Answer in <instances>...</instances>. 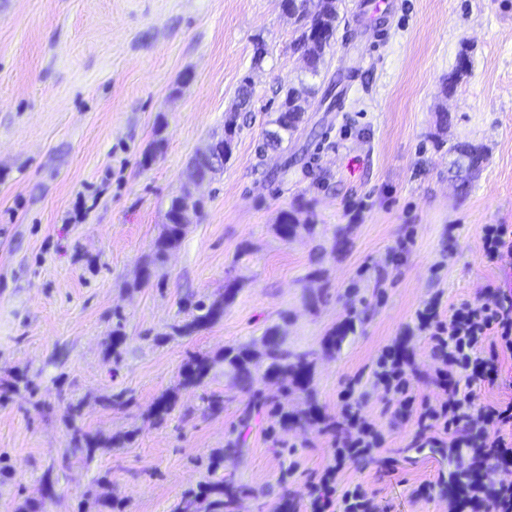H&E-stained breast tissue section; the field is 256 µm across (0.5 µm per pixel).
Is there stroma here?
Instances as JSON below:
<instances>
[{
    "mask_svg": "<svg viewBox=\"0 0 512 512\" xmlns=\"http://www.w3.org/2000/svg\"><path fill=\"white\" fill-rule=\"evenodd\" d=\"M392 2L374 37L363 0H343L314 80L342 79V108L311 98L292 139L264 153L283 88L304 77L281 0H0V378L19 372L34 386L0 397V512H24L66 448L67 399L83 401L85 427L102 438H133L57 472L46 512H95L103 478L119 512H174L237 430L244 448L223 472L255 491L242 512H273L285 490L287 512H312L333 437L313 422L279 429L267 413L240 429L246 396L223 367L180 391L164 425L146 417L189 356L279 322L300 350L321 352L338 336L308 388L290 387L288 409L315 405L341 432L349 392L385 435L377 459L349 465L343 481L387 512H448L437 493L412 495L448 470L447 458L417 447L414 417L373 386L372 371L384 349L399 348L416 397H442L417 311L435 298L446 315L512 289V259L483 248L486 226L512 224V0ZM258 36L269 53L255 70ZM463 51L469 72L446 91ZM247 74L251 114L233 155L201 187L205 208L182 243L154 263L170 200ZM465 143L483 151L479 168L459 164ZM299 206L320 239L276 235L278 213ZM338 231L346 242L336 249ZM147 264L149 283L135 287ZM235 279L219 321L171 335L191 315L188 300ZM116 327L117 359L107 351ZM214 393L224 397L217 415L206 402ZM109 395L117 402L106 409ZM36 399L50 411L34 409Z\"/></svg>",
    "mask_w": 512,
    "mask_h": 512,
    "instance_id": "1",
    "label": "stroma"
}]
</instances>
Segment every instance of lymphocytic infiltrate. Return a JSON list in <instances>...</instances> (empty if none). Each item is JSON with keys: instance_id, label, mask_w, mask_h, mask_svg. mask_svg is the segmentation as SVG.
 Listing matches in <instances>:
<instances>
[{"instance_id": "lymphocytic-infiltrate-1", "label": "lymphocytic infiltrate", "mask_w": 512, "mask_h": 512, "mask_svg": "<svg viewBox=\"0 0 512 512\" xmlns=\"http://www.w3.org/2000/svg\"><path fill=\"white\" fill-rule=\"evenodd\" d=\"M417 321L436 357V374L448 384L445 397L417 402L405 361L392 348L379 357L372 383L399 395L426 433L424 447L447 457L450 470L436 484L448 512H512V482L499 476L512 464V401L479 404L473 393L486 377L484 350L512 355V291H499L490 304L461 303L445 319L432 300L418 311ZM345 419L346 434L315 488L313 512H382L362 485L343 484L341 475L348 465L375 459L385 437L353 403H346Z\"/></svg>"}]
</instances>
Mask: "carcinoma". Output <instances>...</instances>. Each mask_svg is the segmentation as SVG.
<instances>
[{
	"instance_id": "carcinoma-1",
	"label": "carcinoma",
	"mask_w": 512,
	"mask_h": 512,
	"mask_svg": "<svg viewBox=\"0 0 512 512\" xmlns=\"http://www.w3.org/2000/svg\"><path fill=\"white\" fill-rule=\"evenodd\" d=\"M341 0H282V7L290 16L299 22L298 36L292 42L293 51L298 53L305 62V73L315 77L319 75L325 62L330 45L328 39L335 35L339 17ZM312 88L299 82V86L285 89L277 109V117L271 121L275 125L272 130L264 133L265 145L273 150L279 149L284 143V135H292L298 130L304 112L307 111L308 97ZM253 95L252 78L242 79L237 90L236 101L224 117V160H229L233 153L235 140L241 130L239 119L245 111ZM201 211L205 203L191 199L188 189L173 197L169 204L167 219L170 223L163 225L160 235L154 243V259L158 262L176 249L186 236L179 224L172 223L174 216L187 205ZM304 230L313 238L319 235L318 225L311 216H302L301 210H283L274 224L278 236L288 239ZM239 283L234 281L224 288V293L208 302L199 300L193 304L192 319L171 326L174 336H187L216 323L224 315L225 306L235 298ZM318 360L314 351H296L288 347L284 329L279 324L267 327L259 342H249L237 347L226 348L213 355H193L182 366L179 372L178 386L161 394L148 411V418L160 426L174 410L177 393L180 389L203 386L212 371L219 365L224 368V376L240 391L248 394V401L242 412L240 424L246 428L254 415L266 405L261 382H274L279 389H288V384L307 385L312 379ZM34 392L33 382L24 374L11 373L0 380L3 393H15L20 388ZM275 413L279 417L281 429L288 430V425L306 421L311 411L288 413L281 404H276ZM69 428V442L58 462V469L70 466L72 459L90 460L102 449L121 448L132 438L131 433L117 434L108 440L87 430L83 424V408L79 402L67 403L65 409ZM242 453L240 437L230 438L224 448L210 459L208 470H216L224 463L226 457H238ZM53 469H48L40 488V497L27 501L26 512H43L45 499L50 497L53 488ZM103 492L94 500L98 512H112V489L109 481H99ZM247 489L233 478L219 477L202 484L199 491H188L177 506V512H237L241 496Z\"/></svg>"
}]
</instances>
